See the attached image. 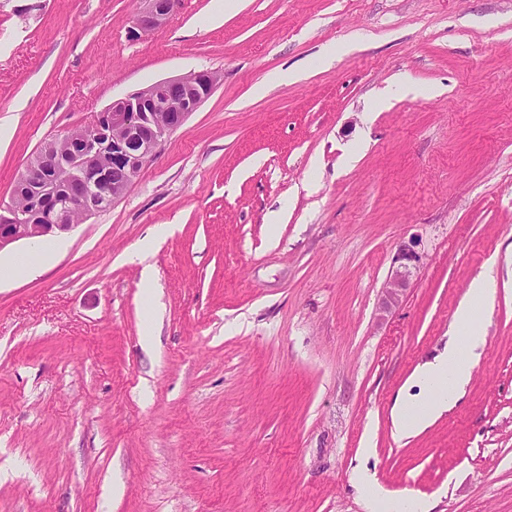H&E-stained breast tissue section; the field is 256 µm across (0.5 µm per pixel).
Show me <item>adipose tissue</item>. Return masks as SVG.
<instances>
[{
	"label": "adipose tissue",
	"mask_w": 512,
	"mask_h": 512,
	"mask_svg": "<svg viewBox=\"0 0 512 512\" xmlns=\"http://www.w3.org/2000/svg\"><path fill=\"white\" fill-rule=\"evenodd\" d=\"M494 282L490 273L472 281L455 317V328L461 337L416 373L419 396L402 402L393 414L397 436H411L442 416L469 383L479 359L478 350L485 344V336L474 321L479 312L487 309L494 295Z\"/></svg>",
	"instance_id": "ef3b65f1"
}]
</instances>
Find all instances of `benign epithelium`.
Returning a JSON list of instances; mask_svg holds the SVG:
<instances>
[{"instance_id":"7a95c632","label":"benign epithelium","mask_w":512,"mask_h":512,"mask_svg":"<svg viewBox=\"0 0 512 512\" xmlns=\"http://www.w3.org/2000/svg\"><path fill=\"white\" fill-rule=\"evenodd\" d=\"M143 7L135 16V29L142 32L161 26L177 9L179 0H142ZM219 82L213 71H201L172 77L149 85L115 101L97 114L85 127L87 136L82 149L73 156L71 167L77 170L73 188L62 195L47 178L53 159L49 152L34 154L18 180L23 185H36L44 203L38 212L27 214L8 204L0 206V251L19 242H40L68 233L76 227L74 213L86 221L100 213L93 198L90 174L99 170L98 135L103 128L112 130V167H121L128 182L159 153L162 144L178 130L212 94ZM165 116L163 124L155 122V113ZM421 241H403L392 258L390 274L382 289L384 311L399 306L411 277L422 263Z\"/></svg>"}]
</instances>
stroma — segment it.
<instances>
[{"label": "stroma", "mask_w": 512, "mask_h": 512, "mask_svg": "<svg viewBox=\"0 0 512 512\" xmlns=\"http://www.w3.org/2000/svg\"><path fill=\"white\" fill-rule=\"evenodd\" d=\"M212 5L135 35L139 0H0V203L113 101L220 76L111 208L53 254L0 251L38 268L0 281V512H512V0H236L217 25ZM161 224L148 295L129 256ZM491 265L471 382L395 437ZM424 251L421 240L403 241L392 258L390 274L382 289V305L385 312L399 306L406 293L411 277L422 263Z\"/></svg>", "instance_id": "stroma-1"}]
</instances>
